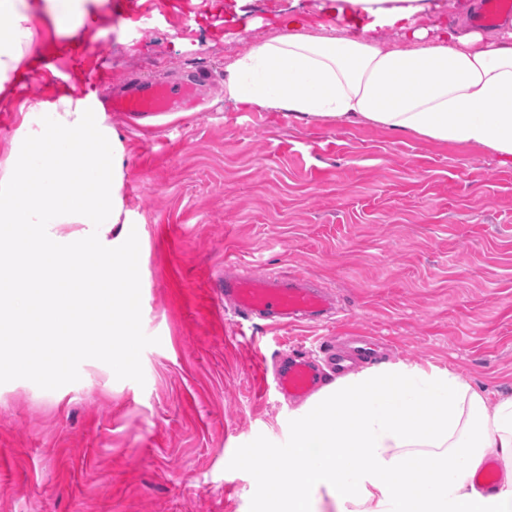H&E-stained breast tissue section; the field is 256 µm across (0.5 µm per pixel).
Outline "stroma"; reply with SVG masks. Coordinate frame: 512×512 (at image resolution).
Here are the masks:
<instances>
[{
	"mask_svg": "<svg viewBox=\"0 0 512 512\" xmlns=\"http://www.w3.org/2000/svg\"><path fill=\"white\" fill-rule=\"evenodd\" d=\"M322 0H78L69 36L36 22L27 68L0 99V163L22 119L59 89L90 93L105 62L133 76L205 73L187 112L98 118L122 145L123 215L139 228L144 384L103 363L48 391L0 384V512H258L241 459L280 442L296 400L263 389L323 340L379 336L382 359L456 367L488 404L512 394V170L483 152L364 124L241 112L224 66L296 16L336 26ZM83 46L84 56L74 55ZM306 277L339 312L321 323L240 318L225 267Z\"/></svg>",
	"mask_w": 512,
	"mask_h": 512,
	"instance_id": "stroma-1",
	"label": "stroma"
}]
</instances>
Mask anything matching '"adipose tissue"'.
Masks as SVG:
<instances>
[{"mask_svg": "<svg viewBox=\"0 0 512 512\" xmlns=\"http://www.w3.org/2000/svg\"><path fill=\"white\" fill-rule=\"evenodd\" d=\"M425 8L336 0L347 21L397 28L393 42L285 20L227 64L224 97L476 149L512 169V28L416 27ZM42 13L61 34L83 24L73 0H0V94L21 78ZM490 457L503 465L494 488L475 479ZM247 463L269 490L259 512H512V395L490 408L455 368L383 362L324 384L292 411L287 453L261 445Z\"/></svg>", "mask_w": 512, "mask_h": 512, "instance_id": "ef3b65f1", "label": "adipose tissue"}]
</instances>
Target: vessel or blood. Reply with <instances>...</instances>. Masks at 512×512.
Returning <instances> with one entry per match:
<instances>
[{
    "label": "vessel or blood",
    "instance_id": "1",
    "mask_svg": "<svg viewBox=\"0 0 512 512\" xmlns=\"http://www.w3.org/2000/svg\"><path fill=\"white\" fill-rule=\"evenodd\" d=\"M512 17V0H480L472 21L481 27H493ZM201 80L156 82L130 79L120 90L102 101L104 111L124 112L135 118L179 112L197 105L203 94ZM224 300L245 318L258 317L278 325L297 318L324 312L330 305L328 296L303 279L279 280L272 277L224 275L219 280ZM374 338H367L351 353L336 352L328 357L336 372L349 371L357 362L371 358ZM278 391L291 398L310 394L319 383L314 364L305 357L291 360L276 369Z\"/></svg>",
    "mask_w": 512,
    "mask_h": 512
}]
</instances>
